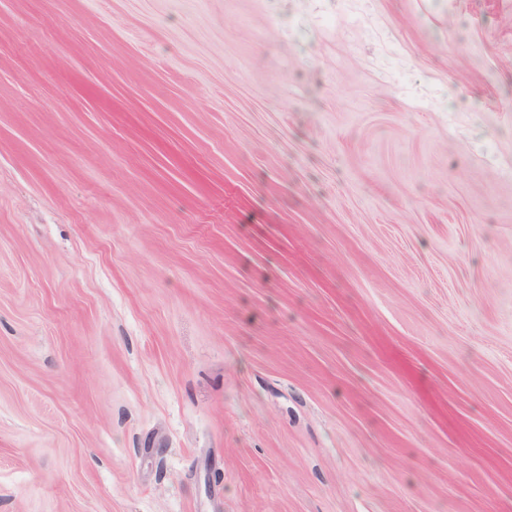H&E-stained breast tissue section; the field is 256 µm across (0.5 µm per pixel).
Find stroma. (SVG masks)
<instances>
[{
	"mask_svg": "<svg viewBox=\"0 0 512 512\" xmlns=\"http://www.w3.org/2000/svg\"><path fill=\"white\" fill-rule=\"evenodd\" d=\"M0 512H512V0H0Z\"/></svg>",
	"mask_w": 512,
	"mask_h": 512,
	"instance_id": "1",
	"label": "stroma"
}]
</instances>
